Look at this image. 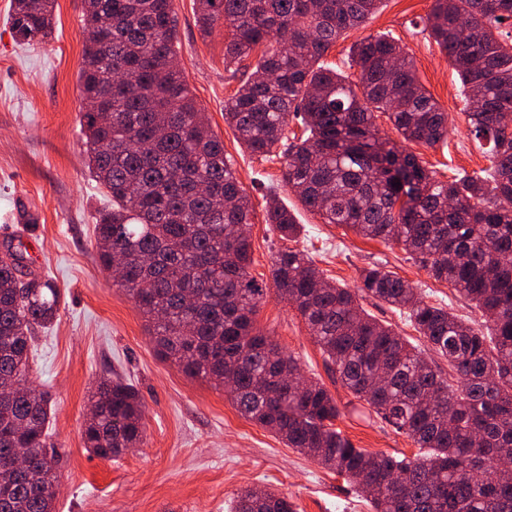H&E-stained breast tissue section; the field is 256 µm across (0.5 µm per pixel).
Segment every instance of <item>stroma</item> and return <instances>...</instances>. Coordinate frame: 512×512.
<instances>
[{"label":"stroma","mask_w":512,"mask_h":512,"mask_svg":"<svg viewBox=\"0 0 512 512\" xmlns=\"http://www.w3.org/2000/svg\"><path fill=\"white\" fill-rule=\"evenodd\" d=\"M9 4L0 0V242L20 237L26 266L48 274L61 292L59 316L39 332L30 358L31 381L52 395L49 432L64 454L56 512H230L247 487L282 493L296 512H373L342 477L243 418L223 389L159 357L142 313L96 256L94 224L109 200L87 167L80 126L83 0H56L51 35L31 46L14 40ZM431 6L432 0H383L323 61L343 69L356 41L371 34L398 40L449 121L444 143H409L406 151L439 179L456 171L476 175L489 162L468 132L459 76L423 31ZM174 12L179 67L252 201L249 272L266 288L257 327L336 399L342 414L335 425L355 447L413 457L412 440L354 401L329 369L304 319L278 296L273 258L291 245L307 250L326 278L349 288L361 269L379 263L420 288L427 302L470 320L477 310L400 246L323 223L283 185L281 160L263 162L244 151L224 121V103L252 73L255 58L239 70L225 68L226 30L203 34L196 0H174ZM269 185L296 218L295 242L265 222ZM111 371L139 391L147 430L141 448L106 460L86 450L82 430L90 395Z\"/></svg>","instance_id":"1"}]
</instances>
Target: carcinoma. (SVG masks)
Here are the masks:
<instances>
[{"mask_svg": "<svg viewBox=\"0 0 512 512\" xmlns=\"http://www.w3.org/2000/svg\"><path fill=\"white\" fill-rule=\"evenodd\" d=\"M55 0H11L21 43L51 34ZM382 0H197V22L229 29L224 65L262 48L253 76L224 103L240 144L284 159L288 190L324 223L395 243L469 301L476 326L373 264L352 290L324 278L306 250L278 253L272 277L305 320L336 378L413 440L415 458L370 454L335 427L336 399L256 326L265 289L248 272L243 228L253 206L224 142L178 67L173 0H84L81 116L88 167L112 198L95 225L96 254L148 322L158 354L216 386L244 418L366 492L377 512H512V0H433L424 30L457 72L474 140L490 166L444 181L380 135L382 113L408 142L448 138V113L419 82L395 39L350 49L351 79L321 59ZM295 113L304 128L288 132ZM266 223L298 224L269 192ZM0 256V512H55L62 456L49 442L50 397L30 381L36 331L58 315L60 292L20 280L26 247ZM365 295L396 308L426 349L372 317ZM446 362L442 367L440 362ZM145 404L120 376L100 378L84 447L117 459L140 447ZM406 488L390 493V479ZM232 512H295L288 497L247 488Z\"/></svg>", "mask_w": 512, "mask_h": 512, "instance_id": "1", "label": "carcinoma"}]
</instances>
